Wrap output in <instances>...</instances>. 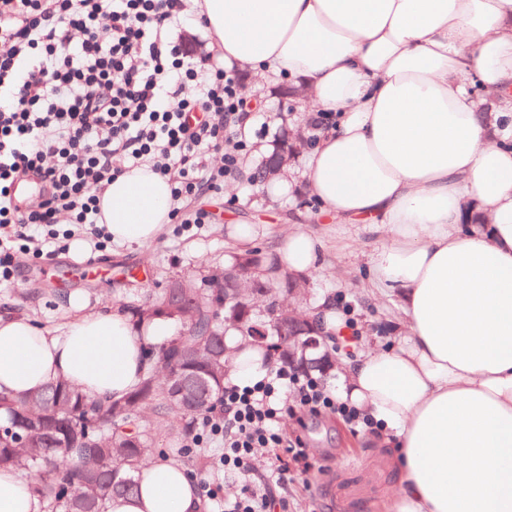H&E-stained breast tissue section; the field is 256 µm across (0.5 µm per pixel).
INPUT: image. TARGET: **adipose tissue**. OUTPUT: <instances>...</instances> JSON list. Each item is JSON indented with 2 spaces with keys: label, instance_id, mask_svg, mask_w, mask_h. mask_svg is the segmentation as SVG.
I'll return each mask as SVG.
<instances>
[{
  "label": "adipose tissue",
  "instance_id": "1",
  "mask_svg": "<svg viewBox=\"0 0 512 512\" xmlns=\"http://www.w3.org/2000/svg\"><path fill=\"white\" fill-rule=\"evenodd\" d=\"M225 66L295 80L333 122L279 195L304 183L321 215L380 241L369 281L396 293L405 334L357 348L339 395L381 424L401 478L389 512H512V0H192ZM497 97L482 124L480 91ZM118 244L154 240L170 184L142 167L99 195ZM283 268L305 275L322 243L288 230ZM46 330L0 314V392L55 381L120 399L148 371L147 343L172 336L157 317L136 331L119 310H89ZM227 383L268 369L227 333ZM138 490L106 512H208L180 465L154 460ZM0 512H46L28 478L0 471Z\"/></svg>",
  "mask_w": 512,
  "mask_h": 512
}]
</instances>
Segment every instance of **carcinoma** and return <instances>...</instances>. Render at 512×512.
Instances as JSON below:
<instances>
[{
  "mask_svg": "<svg viewBox=\"0 0 512 512\" xmlns=\"http://www.w3.org/2000/svg\"><path fill=\"white\" fill-rule=\"evenodd\" d=\"M252 262L248 278L236 275ZM306 280L259 251L236 255L221 274L180 277L143 304H130L136 324L164 316L177 334L154 344L152 368L119 400H100L64 381L22 399L0 393V469L34 480L50 512H104L114 495L135 492V473L154 453L152 431L192 440L200 416L221 405L229 367L224 345L233 329L247 345L288 362L279 330L306 320L295 298Z\"/></svg>",
  "mask_w": 512,
  "mask_h": 512,
  "instance_id": "cac0c4a2",
  "label": "carcinoma"
}]
</instances>
